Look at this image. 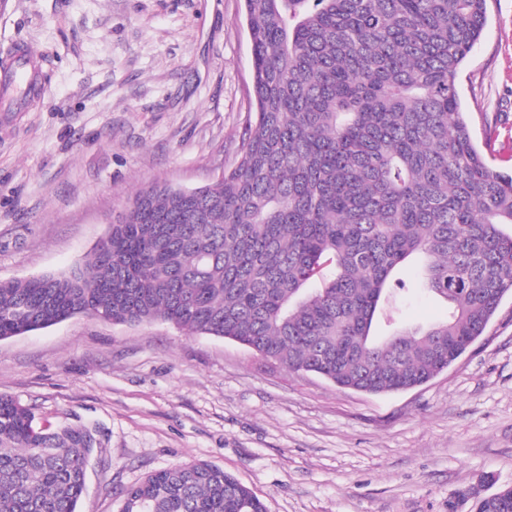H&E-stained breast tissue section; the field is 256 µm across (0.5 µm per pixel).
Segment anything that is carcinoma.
<instances>
[{"label": "carcinoma", "instance_id": "obj_1", "mask_svg": "<svg viewBox=\"0 0 512 512\" xmlns=\"http://www.w3.org/2000/svg\"><path fill=\"white\" fill-rule=\"evenodd\" d=\"M254 121L237 164L192 190L136 193L66 274L0 280V339L77 314L162 320L340 389L409 390L447 369L512 293V175L491 169L456 79L489 0H244ZM418 284L447 321L400 325ZM321 287L307 292L312 280ZM95 435L37 429L0 395V512H77ZM458 498L512 512V487ZM267 512L205 463L148 474L123 509Z\"/></svg>", "mask_w": 512, "mask_h": 512}]
</instances>
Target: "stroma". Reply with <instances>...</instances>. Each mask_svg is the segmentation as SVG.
Segmentation results:
<instances>
[{"label": "stroma", "mask_w": 512, "mask_h": 512, "mask_svg": "<svg viewBox=\"0 0 512 512\" xmlns=\"http://www.w3.org/2000/svg\"><path fill=\"white\" fill-rule=\"evenodd\" d=\"M47 59L43 93L0 111V280L67 272L135 193L194 189L237 160L252 106L243 0H0V51ZM474 142L512 174V0L457 77ZM403 322L446 319L415 290ZM0 394L40 426L99 446L78 512H120L123 489L206 462L267 512H448L459 490L512 485V296L429 382L337 388L235 342L155 321L76 315L0 340Z\"/></svg>", "instance_id": "1"}]
</instances>
